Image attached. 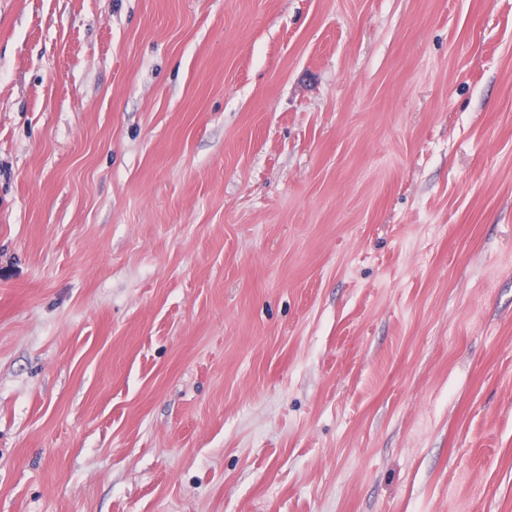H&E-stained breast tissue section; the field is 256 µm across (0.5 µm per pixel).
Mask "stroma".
<instances>
[{
	"label": "stroma",
	"mask_w": 512,
	"mask_h": 512,
	"mask_svg": "<svg viewBox=\"0 0 512 512\" xmlns=\"http://www.w3.org/2000/svg\"><path fill=\"white\" fill-rule=\"evenodd\" d=\"M0 512H512V0H0Z\"/></svg>",
	"instance_id": "obj_1"
}]
</instances>
